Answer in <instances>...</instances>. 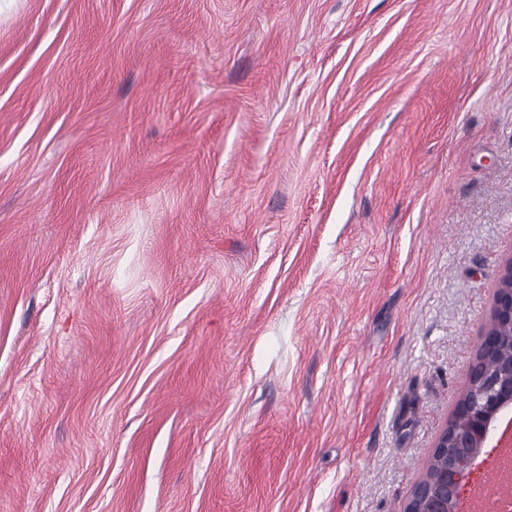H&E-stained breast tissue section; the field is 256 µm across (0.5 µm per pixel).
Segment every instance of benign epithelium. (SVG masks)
<instances>
[{"label":"benign epithelium","mask_w":512,"mask_h":512,"mask_svg":"<svg viewBox=\"0 0 512 512\" xmlns=\"http://www.w3.org/2000/svg\"><path fill=\"white\" fill-rule=\"evenodd\" d=\"M474 366L484 370L468 387L431 454L440 464L415 485L405 512H460L471 465L492 436L500 413L512 405V266L498 287L493 322Z\"/></svg>","instance_id":"1"}]
</instances>
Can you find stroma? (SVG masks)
I'll return each mask as SVG.
<instances>
[{"instance_id":"stroma-1","label":"stroma","mask_w":512,"mask_h":512,"mask_svg":"<svg viewBox=\"0 0 512 512\" xmlns=\"http://www.w3.org/2000/svg\"><path fill=\"white\" fill-rule=\"evenodd\" d=\"M512 263V0H0V512H404Z\"/></svg>"}]
</instances>
